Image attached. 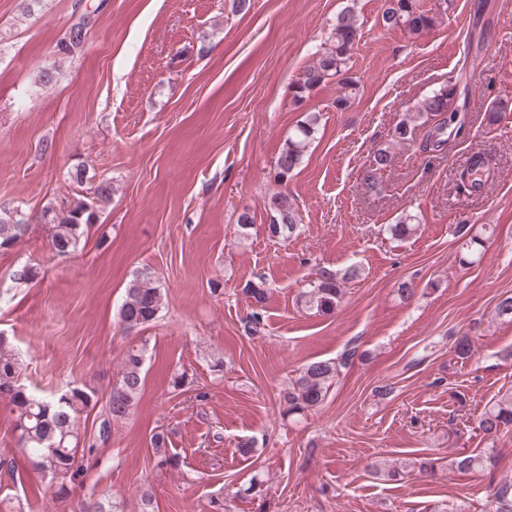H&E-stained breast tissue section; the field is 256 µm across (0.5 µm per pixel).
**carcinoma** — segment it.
I'll list each match as a JSON object with an SVG mask.
<instances>
[{
    "mask_svg": "<svg viewBox=\"0 0 512 512\" xmlns=\"http://www.w3.org/2000/svg\"><path fill=\"white\" fill-rule=\"evenodd\" d=\"M389 6L383 13L384 26L400 28L412 34H419L436 26L442 13L426 9L420 0H388ZM85 24L73 23L65 39L59 44V51L67 56L80 52L84 45ZM359 26L353 12L347 10L338 15L328 38L329 46L316 52V58L308 65L296 83L293 91L295 104H303L311 91L325 82L334 79L340 86L336 98V108L341 109L357 95V82L348 72L349 61L358 38ZM456 99V85L448 84L438 91L421 99L410 114L396 125L393 139L406 140L416 128L428 124L430 117H440L442 121L428 128L422 142V151L441 152L448 145L449 132L461 130L464 119L452 109ZM319 122V113L308 114L288 137L275 162V181H288L314 139ZM487 160L481 154L472 155L459 174L458 189L467 196L483 194L484 183L473 177L478 167H486ZM112 186L100 182L93 195L79 200L55 216L50 246L59 254H67L78 249L82 238L87 235L93 222L97 205L108 200ZM268 231L273 238L284 241L291 238L300 228L298 211L288 203V197L279 194L274 198L272 213L269 216ZM414 216L409 214L404 220L389 226L395 238H406L417 231L413 224ZM29 231V224L19 211L0 209V249H9ZM360 276V269L350 267L342 277L328 271L317 273V277L307 283L299 299L301 305L310 310L330 313L336 310L343 296L342 284ZM246 294L258 309L263 307L267 289L263 278L248 282ZM164 306V294L153 274L148 269L138 271L126 288L125 297L119 309L123 328L132 331L153 322ZM146 347L133 346L127 350L120 369L113 377L108 403V411L99 423L98 438L102 442L112 436L114 426L125 422L137 403L144 383L143 366ZM347 357L339 361L315 360L305 364L299 377L288 388L283 397L282 414L299 416L323 404L327 394L339 375V367L346 364ZM20 360L16 349L7 337L0 335V398L7 401L13 414V429L18 432V448L33 467L50 477L57 487V498L70 496L72 485L82 476L81 433L78 427L79 414L93 401L96 392L88 387H74L55 397H37L20 383ZM478 426L490 438L500 431L512 427V394H504L492 402L482 412ZM156 465L177 466V456L168 452L165 434L156 432L151 437ZM493 454L463 453L450 460L448 470L459 474L481 472L492 465ZM418 467L424 473H433L435 460L415 458L406 460L400 466H388L373 461L370 473L384 476L391 481L403 478L405 469ZM487 512H512V491L509 485L502 486L486 502Z\"/></svg>",
    "mask_w": 512,
    "mask_h": 512,
    "instance_id": "carcinoma-1",
    "label": "carcinoma"
}]
</instances>
